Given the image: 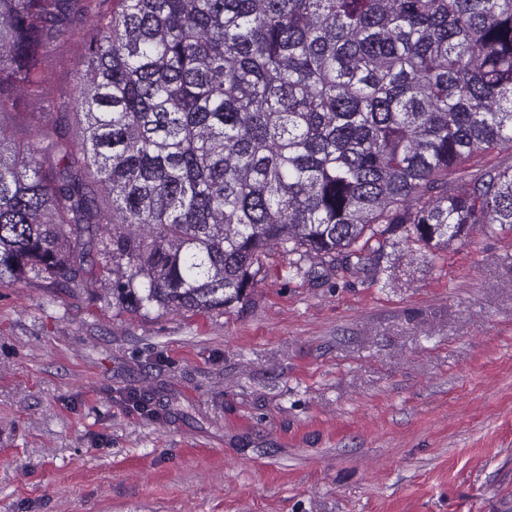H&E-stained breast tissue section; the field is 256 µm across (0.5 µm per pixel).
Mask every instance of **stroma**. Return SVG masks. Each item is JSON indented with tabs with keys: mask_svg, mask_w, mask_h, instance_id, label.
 Instances as JSON below:
<instances>
[{
	"mask_svg": "<svg viewBox=\"0 0 512 512\" xmlns=\"http://www.w3.org/2000/svg\"><path fill=\"white\" fill-rule=\"evenodd\" d=\"M0 512H512V232L375 276L275 253L223 313L0 284Z\"/></svg>",
	"mask_w": 512,
	"mask_h": 512,
	"instance_id": "1",
	"label": "stroma"
}]
</instances>
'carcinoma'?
I'll return each mask as SVG.
<instances>
[{"label":"carcinoma","instance_id":"carcinoma-1","mask_svg":"<svg viewBox=\"0 0 512 512\" xmlns=\"http://www.w3.org/2000/svg\"><path fill=\"white\" fill-rule=\"evenodd\" d=\"M0 0V110L84 38L82 138L0 125V282L98 268L115 304L207 313L263 260L380 271L512 231V0ZM451 189H446V186ZM509 164H512V154L510 152H499L498 150H490L467 162L472 171Z\"/></svg>","mask_w":512,"mask_h":512}]
</instances>
